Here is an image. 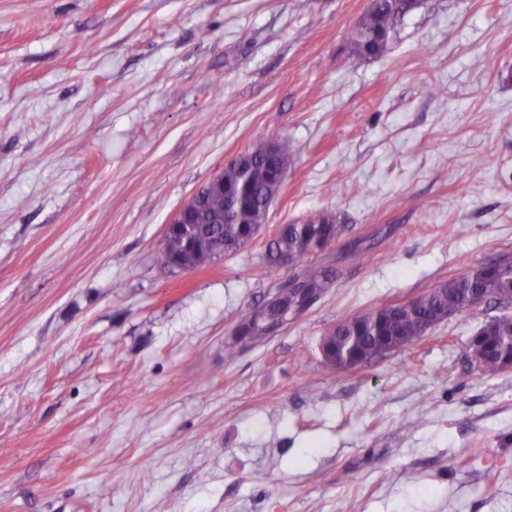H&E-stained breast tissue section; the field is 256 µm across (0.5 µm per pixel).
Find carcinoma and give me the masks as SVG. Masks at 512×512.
Segmentation results:
<instances>
[{
  "label": "carcinoma",
  "mask_w": 512,
  "mask_h": 512,
  "mask_svg": "<svg viewBox=\"0 0 512 512\" xmlns=\"http://www.w3.org/2000/svg\"><path fill=\"white\" fill-rule=\"evenodd\" d=\"M351 36L353 53L358 56H378L387 48L401 19L416 7V0H373ZM292 146L283 139L278 155L268 158L262 149L253 151L249 167L242 173L234 167L224 172V189L210 187L200 193L195 214L196 225L203 235L220 234L234 242L248 235L260 217L265 199L275 188L270 170L288 164ZM344 226L336 223L329 213L315 214L297 227L293 224L277 234L267 245V258L276 262L288 259L299 268L295 278L300 287L316 293L335 287L343 276L333 265H318L311 257L339 240ZM175 254V267L192 271L213 263L203 246L186 248L181 243L170 246ZM512 291V269L482 265L473 267L460 276L442 282L414 298L407 309L391 305L379 306L361 314L343 317L329 330V346L334 349L339 371L346 364L360 365L379 355L390 346L394 350L420 339L427 324H439L449 316L472 309L478 299L496 302L506 291ZM302 298L296 288H281L270 304L267 316L275 321L300 310ZM264 337L258 329L244 331L239 341L225 343L224 357L235 358L241 352L261 343ZM473 347L483 353L479 363L485 372H495L502 360L512 358V318L497 315L485 321Z\"/></svg>",
  "instance_id": "obj_1"
}]
</instances>
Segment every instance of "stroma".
<instances>
[{
  "label": "stroma",
  "instance_id": "stroma-1",
  "mask_svg": "<svg viewBox=\"0 0 512 512\" xmlns=\"http://www.w3.org/2000/svg\"><path fill=\"white\" fill-rule=\"evenodd\" d=\"M368 7L0 0V512H512V369L470 350L494 304L322 365L343 316L512 257V0H422L365 58ZM276 137L258 236L164 269L178 208ZM318 212L344 278L225 360Z\"/></svg>",
  "mask_w": 512,
  "mask_h": 512
}]
</instances>
